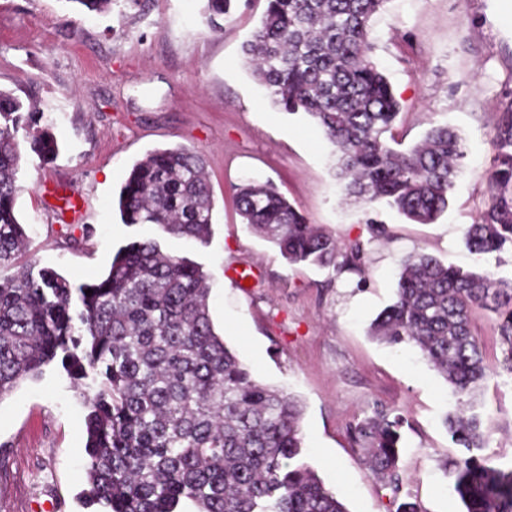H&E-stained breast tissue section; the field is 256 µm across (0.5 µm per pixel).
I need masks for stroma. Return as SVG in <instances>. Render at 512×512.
I'll return each instance as SVG.
<instances>
[{
  "label": "stroma",
  "instance_id": "stroma-1",
  "mask_svg": "<svg viewBox=\"0 0 512 512\" xmlns=\"http://www.w3.org/2000/svg\"><path fill=\"white\" fill-rule=\"evenodd\" d=\"M499 0H386L369 30V55L400 102L404 146L432 126L462 137L464 157L447 211L417 224L395 210L345 197L334 148L306 116L274 108L242 46L265 0H239L209 28L202 0H152L103 14L73 0H0V89L33 103L59 153L23 149L15 213L25 260L75 283L104 277L114 254L153 237L209 276L216 333L260 382L303 406L308 461L348 512H389V493L359 463L347 427L385 406L409 422L404 490L421 512H462L445 461L458 458L442 420L457 399L411 344L390 346L369 326L395 299L400 261L417 251L447 264L512 277V255L477 257L463 230L485 206L491 139L512 107V28ZM185 146L206 161L213 195L207 244L124 223L119 191L155 149ZM272 182L307 223L364 245L362 274L291 265L239 216L235 189ZM384 227L376 235L375 227ZM249 268L248 287L230 277ZM480 402L492 428L487 455L512 467V385L491 377ZM87 409L60 364L0 401V512H99L87 504Z\"/></svg>",
  "mask_w": 512,
  "mask_h": 512
}]
</instances>
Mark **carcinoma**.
<instances>
[{
  "label": "carcinoma",
  "mask_w": 512,
  "mask_h": 512,
  "mask_svg": "<svg viewBox=\"0 0 512 512\" xmlns=\"http://www.w3.org/2000/svg\"><path fill=\"white\" fill-rule=\"evenodd\" d=\"M71 2L104 13L147 0ZM204 2L216 28L236 0ZM384 2L267 0L245 54L266 94L286 112L312 117L337 148L348 195L429 224L448 208L464 151L446 126L405 151L389 145L400 103L368 44L369 22ZM23 142L42 161L58 153L39 113L0 90V268L25 249L15 214ZM493 146L488 199L463 236L479 257L512 252V112L504 113ZM236 200L242 222L289 264L361 270V242L340 248L273 184H244ZM119 209L127 224L205 241L213 198L202 155L187 147L147 154L130 170ZM208 297L203 268L153 239L119 249L105 277L79 285L30 264L0 279V399L53 361L88 389L87 496L102 512H187L189 505L194 512H349L306 461L299 403L257 381L225 345ZM476 308L496 318L502 358L493 372L471 329ZM369 333L418 347L459 396L460 408L443 424L466 451L451 463L465 512H512V468L481 453L489 434L475 399L489 374L512 380V277L409 254L400 262L395 301ZM405 424L378 406L348 433L359 461L390 491L395 512H419L401 499Z\"/></svg>",
  "instance_id": "1"
}]
</instances>
